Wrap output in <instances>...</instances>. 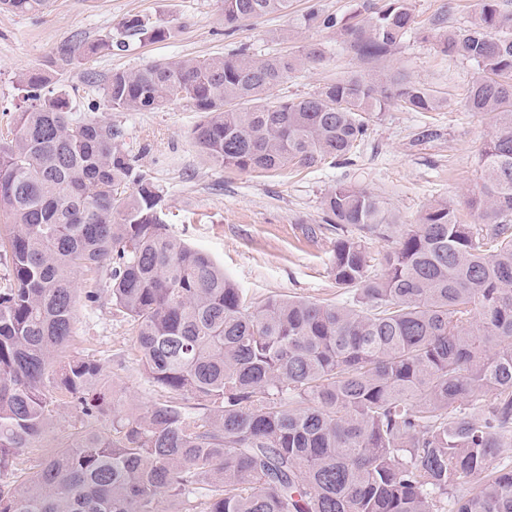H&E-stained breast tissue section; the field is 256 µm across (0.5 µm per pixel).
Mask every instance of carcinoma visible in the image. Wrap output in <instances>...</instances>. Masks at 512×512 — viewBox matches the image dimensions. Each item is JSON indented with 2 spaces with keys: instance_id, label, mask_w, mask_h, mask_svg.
I'll use <instances>...</instances> for the list:
<instances>
[{
  "instance_id": "1",
  "label": "carcinoma",
  "mask_w": 512,
  "mask_h": 512,
  "mask_svg": "<svg viewBox=\"0 0 512 512\" xmlns=\"http://www.w3.org/2000/svg\"><path fill=\"white\" fill-rule=\"evenodd\" d=\"M48 0H0L36 14ZM289 0H224V25L288 9ZM305 24L337 29L368 60L414 32L412 0H382L366 21L311 7ZM128 36L162 41L140 16ZM443 52L477 66L466 107L494 132L482 185L463 224L443 201L404 224L377 196L337 185L330 275L341 303L247 299L205 252L167 232L163 191L115 143L110 124L72 112L66 67L123 41L62 46L18 76L23 105L0 143V512H512V12L480 0L467 26L439 35ZM322 52L157 60L112 72L111 110L158 112L185 102L201 120L195 146L238 172L351 160L378 112L438 109L418 81L380 86L353 74L316 94L270 90ZM391 241L372 256L364 239ZM382 272H373L374 261ZM106 269L116 310L137 326L141 363L164 398L122 412L99 387L103 366L66 355L76 276ZM486 397L478 409L470 402ZM82 427L29 466L58 401ZM112 415V434L96 427ZM478 476L469 495L459 481Z\"/></svg>"
}]
</instances>
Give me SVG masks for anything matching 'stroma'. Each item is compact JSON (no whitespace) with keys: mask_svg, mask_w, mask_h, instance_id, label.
Returning <instances> with one entry per match:
<instances>
[{"mask_svg":"<svg viewBox=\"0 0 512 512\" xmlns=\"http://www.w3.org/2000/svg\"><path fill=\"white\" fill-rule=\"evenodd\" d=\"M376 0H291L287 12L224 29V0H50L45 13L0 12V133L12 128L22 94L18 74L43 67L61 44L125 38L123 21L137 15L170 28L163 41L129 39L126 51L81 61L66 77L75 114L112 124L118 145L165 195L170 235L207 252L242 289L260 301L271 296L342 300L329 274L336 229L324 200L336 185L370 192L406 224L415 223L432 201L451 203L463 223L475 221L468 201L480 186V154L493 134L489 115L464 108L478 77L468 61L442 53L436 44L438 17L465 26L479 0H413L417 34L390 55L361 58L335 30L306 27L310 6L339 17L365 19ZM312 45L320 63L306 66L273 89L292 99L319 91L352 73L404 75L447 99L434 112L391 107L375 115L350 162L323 161L273 175L241 173L209 161L191 139L198 113L175 103L161 112H114L103 96L106 78L157 59L223 56L247 48L256 55L294 52ZM434 138L422 141V128ZM137 327L112 304L108 289L96 301L78 298L70 355L98 361L106 387L125 409L141 411L163 397L149 379L136 348Z\"/></svg>","mask_w":512,"mask_h":512,"instance_id":"obj_1","label":"stroma"}]
</instances>
